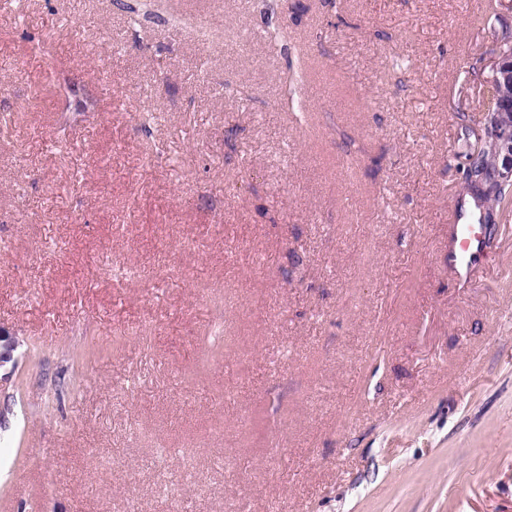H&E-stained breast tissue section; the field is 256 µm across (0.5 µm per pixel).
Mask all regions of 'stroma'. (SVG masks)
<instances>
[{
  "label": "stroma",
  "instance_id": "stroma-1",
  "mask_svg": "<svg viewBox=\"0 0 512 512\" xmlns=\"http://www.w3.org/2000/svg\"><path fill=\"white\" fill-rule=\"evenodd\" d=\"M145 2L0 0V512H512V0ZM491 80V94L487 107L484 128V144L481 147L474 146L467 155V163L464 167L465 188L475 199L486 204V213L480 218V224H488L485 227L490 235V226L495 224L493 216L498 211L507 210L512 204V113L499 112L498 105L512 109V59L505 58L499 52L497 61L493 67ZM498 104V105H497ZM499 112L504 119L497 130L495 116ZM500 134L496 150V169L493 161L494 135ZM497 177L509 183H501ZM488 235V236H489ZM450 223L448 267L457 275L465 276L471 265L481 256L484 244L483 230L474 224H457L454 218Z\"/></svg>",
  "mask_w": 512,
  "mask_h": 512
}]
</instances>
